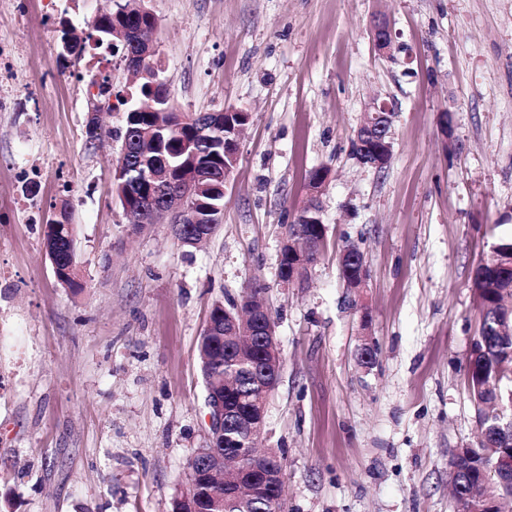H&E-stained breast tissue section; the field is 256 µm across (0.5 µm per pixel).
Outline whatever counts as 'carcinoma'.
<instances>
[{"label": "carcinoma", "mask_w": 512, "mask_h": 512, "mask_svg": "<svg viewBox=\"0 0 512 512\" xmlns=\"http://www.w3.org/2000/svg\"><path fill=\"white\" fill-rule=\"evenodd\" d=\"M141 0H112L110 12L96 17L92 26L99 33L97 43L117 42L123 49V58L139 55L144 49L136 32L156 25L155 16L141 12ZM57 62L64 64L74 54L80 55L86 47V38L75 33L66 19L60 21ZM163 90L151 88L149 80L137 82L131 93V102L125 98L118 102L125 106L123 144L126 178L124 186L117 189L115 199L121 208H131L127 214L135 223L141 210L159 207L163 197L180 188L177 183L154 180L150 177L156 168L165 166L170 178L176 180L194 168L203 166L210 170L211 181L219 188L214 193L189 201L197 210L208 205L217 209L211 213L208 224H184L176 230L177 236L188 238L202 230L211 233L217 228L224 208L225 170L238 164V145L232 142L230 126H247L251 120L248 112H236L215 117L209 112H173L169 115L172 128L156 129L158 111L164 107ZM290 229L301 239L317 245L318 252L326 246L324 223L318 216L306 224H292ZM76 228L67 222L50 221L46 225L44 246L49 259L64 270L58 277L65 288H78V261L75 247ZM494 264H480L472 277V290L480 303V329L471 343L466 368L469 396L476 411L477 424L486 439L477 446L460 449V461L451 471L454 491L464 497L468 512H486L489 500L512 496V466L499 461L500 449L512 448V427L507 418L489 417L488 408L505 400L512 402V306L505 299H512V238L502 237L497 242ZM349 255L338 256L339 274L345 287L353 290L359 281L349 274L352 264L364 263L356 245L346 246ZM265 299V287L259 281L252 282L239 302L224 305L213 304L209 322L216 325L219 333L202 335L199 356L206 395L212 398L216 384L228 378L232 385L222 389L224 407L242 415L252 407L251 400L262 385L260 369L265 367L259 341L242 351L230 340H224V319L236 314L237 308L248 305L250 299ZM246 447V441L237 428L224 423V433L209 441V450L218 457L237 458L235 468L246 477L254 478V486L246 497L240 498L227 491L230 480L215 479L208 469L200 468L194 477L192 495L182 501L173 500L172 512H272L273 498L280 493L277 485H266L262 476L254 470L253 459L241 456L238 449Z\"/></svg>", "instance_id": "carcinoma-1"}]
</instances>
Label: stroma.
Returning a JSON list of instances; mask_svg holds the SVG:
<instances>
[{
  "label": "stroma",
  "instance_id": "1",
  "mask_svg": "<svg viewBox=\"0 0 512 512\" xmlns=\"http://www.w3.org/2000/svg\"><path fill=\"white\" fill-rule=\"evenodd\" d=\"M144 5L174 106L252 115L200 246L165 220L133 229L113 198L121 112L87 142L89 76L126 91L119 56L90 43L56 65L59 20L86 34L109 0H0L14 99L0 112V512H171L209 445L200 337L213 303L255 279L283 358L258 445L285 456L288 512H456L451 454L478 441L471 280L512 236V0ZM373 97L396 114L382 171L351 154ZM322 166L326 248L286 287L283 241ZM64 202L77 290L44 247ZM350 242L368 272L353 293L337 265Z\"/></svg>",
  "mask_w": 512,
  "mask_h": 512
}]
</instances>
